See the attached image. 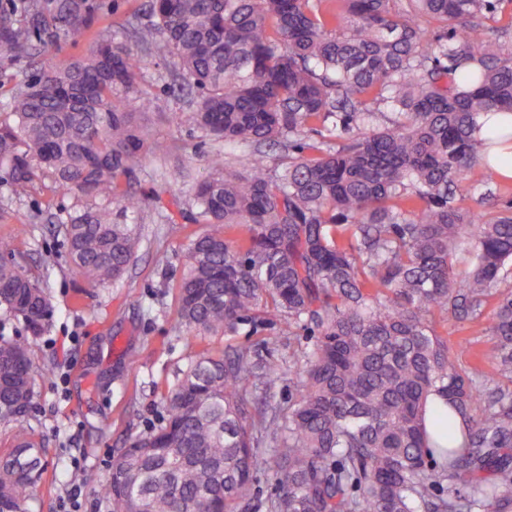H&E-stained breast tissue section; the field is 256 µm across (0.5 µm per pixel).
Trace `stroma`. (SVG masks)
Segmentation results:
<instances>
[{"mask_svg": "<svg viewBox=\"0 0 512 512\" xmlns=\"http://www.w3.org/2000/svg\"><path fill=\"white\" fill-rule=\"evenodd\" d=\"M90 2L92 28L65 40L42 33L35 42V64L0 50V120L10 119L7 104L35 69L89 53L99 33H123L127 19L140 12L146 0ZM170 68L169 61L149 57L137 77L138 87L157 100L156 110L139 115L138 121L149 138L168 140L173 153L163 161L150 148L142 150L129 188L150 203L141 218L146 240L121 281L90 287L68 260L58 228L84 205L83 196L55 190L49 180L38 179L27 196L12 197L9 170L0 164V241L11 240L15 252L24 256L28 273L39 279L54 310L46 331L34 337L31 348L33 364L43 373L35 383L29 421L45 453V472L34 492L32 512H67L68 493L75 485L82 490L80 512H112L98 488L109 477L114 455L130 438L162 422L165 396L187 364L189 341L221 351L255 348L269 340L270 357L282 366L283 374L267 398L284 409L296 398L294 370L309 343L307 337L279 335L264 326L252 335L196 338L180 323L176 285L181 248L187 236L203 230L188 210L193 184L207 177L216 152H223L229 167L237 168L250 148H233L173 125L170 115L184 106L187 94L171 85ZM180 167L190 170L189 180L173 179ZM17 224L29 225L30 232L15 240L11 233ZM160 252L168 258L167 267L156 263ZM492 314V309H485L481 320L473 322L436 315L437 329L459 367L469 366L474 352L489 348L486 328ZM75 473L80 474V483H72Z\"/></svg>", "mask_w": 512, "mask_h": 512, "instance_id": "stroma-1", "label": "stroma"}]
</instances>
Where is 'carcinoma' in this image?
<instances>
[{"label": "carcinoma", "instance_id": "1", "mask_svg": "<svg viewBox=\"0 0 512 512\" xmlns=\"http://www.w3.org/2000/svg\"><path fill=\"white\" fill-rule=\"evenodd\" d=\"M512 0H149L125 40L41 72L0 121V163L25 196L43 176L88 204L63 225L90 284L120 280L143 247L127 217L146 202L123 188L144 135L135 93L145 57H168L193 98L172 121L253 146L238 169L211 159L190 197L209 230L185 247L180 320L196 336L278 322L314 338L297 396L259 404L280 366L259 349L190 346L167 416L112 459L100 495L113 512H248L253 475L283 492L266 512H512V201L490 219L462 204L487 158L477 119L512 113ZM90 0H11L0 48L29 61L51 30L74 36ZM329 124L330 138L310 137ZM280 151L270 165L265 148ZM469 240V263L455 257ZM496 299L485 356L498 381L457 367L436 311L471 321ZM0 308L40 335L52 305L16 257L0 262ZM38 372L27 337L0 335V512H29L44 449L27 418ZM464 427L459 448L426 455L427 398ZM483 405L482 414L473 411ZM179 448L181 456L163 454Z\"/></svg>", "mask_w": 512, "mask_h": 512}]
</instances>
